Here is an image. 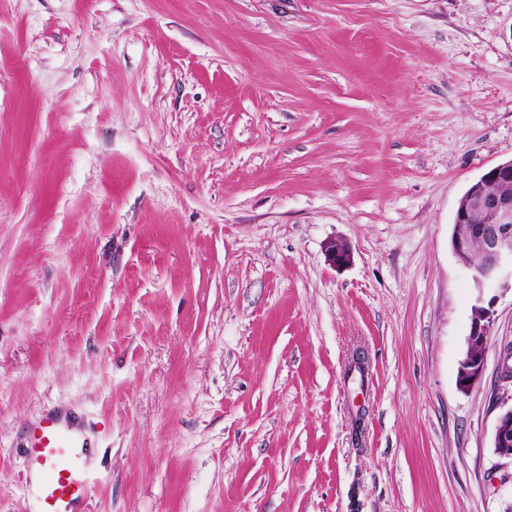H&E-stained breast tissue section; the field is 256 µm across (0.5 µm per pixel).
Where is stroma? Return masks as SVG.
<instances>
[{
  "instance_id": "35a3bbf8",
  "label": "stroma",
  "mask_w": 512,
  "mask_h": 512,
  "mask_svg": "<svg viewBox=\"0 0 512 512\" xmlns=\"http://www.w3.org/2000/svg\"><path fill=\"white\" fill-rule=\"evenodd\" d=\"M511 158L512 0H0V512L53 411L91 512H500ZM507 188L492 192L488 184ZM512 158L485 172L461 197L455 214L452 248L476 289L467 350L460 364L459 386L468 389L485 370L484 345L490 333L492 297L487 289L512 291ZM476 214H488L491 224L473 223ZM478 244V249H474ZM477 350V353H476Z\"/></svg>"
}]
</instances>
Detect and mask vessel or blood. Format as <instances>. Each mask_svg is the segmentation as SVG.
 Here are the masks:
<instances>
[{
    "instance_id": "vessel-or-blood-1",
    "label": "vessel or blood",
    "mask_w": 512,
    "mask_h": 512,
    "mask_svg": "<svg viewBox=\"0 0 512 512\" xmlns=\"http://www.w3.org/2000/svg\"><path fill=\"white\" fill-rule=\"evenodd\" d=\"M82 446L71 425L53 414L31 430L27 453L39 484L41 512H79L87 504L90 482L78 474Z\"/></svg>"
}]
</instances>
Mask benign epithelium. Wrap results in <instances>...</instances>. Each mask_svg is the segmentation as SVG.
Listing matches in <instances>:
<instances>
[{
  "instance_id": "obj_1",
  "label": "benign epithelium",
  "mask_w": 512,
  "mask_h": 512,
  "mask_svg": "<svg viewBox=\"0 0 512 512\" xmlns=\"http://www.w3.org/2000/svg\"><path fill=\"white\" fill-rule=\"evenodd\" d=\"M503 186L488 190V184ZM512 158L485 172L461 197L455 214L452 248L476 289L467 350L460 364L459 386L466 390L485 370L484 345L492 323V303L485 302L488 289L512 291ZM488 214L493 222L476 224L473 216ZM333 266L350 260L348 248L334 240L326 246ZM494 453L512 461V404L500 403L493 433Z\"/></svg>"
}]
</instances>
